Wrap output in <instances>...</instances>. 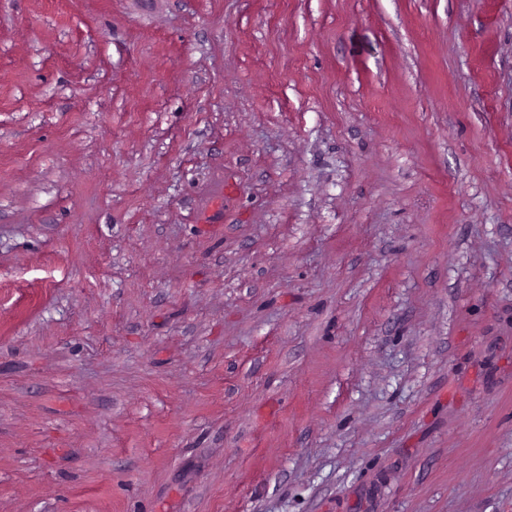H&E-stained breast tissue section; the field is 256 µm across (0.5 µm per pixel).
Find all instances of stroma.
Returning <instances> with one entry per match:
<instances>
[{
    "instance_id": "obj_1",
    "label": "stroma",
    "mask_w": 512,
    "mask_h": 512,
    "mask_svg": "<svg viewBox=\"0 0 512 512\" xmlns=\"http://www.w3.org/2000/svg\"><path fill=\"white\" fill-rule=\"evenodd\" d=\"M0 512H512V0H0Z\"/></svg>"
}]
</instances>
